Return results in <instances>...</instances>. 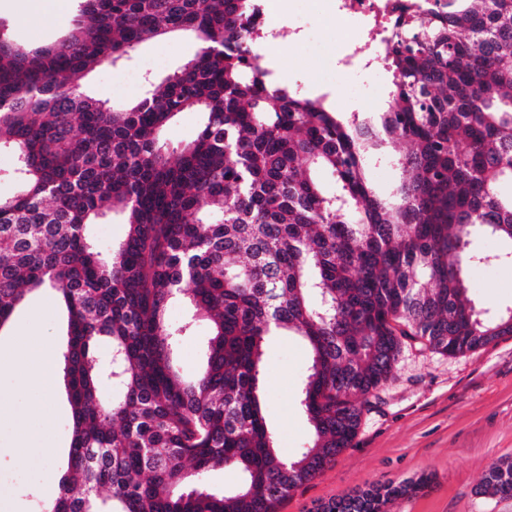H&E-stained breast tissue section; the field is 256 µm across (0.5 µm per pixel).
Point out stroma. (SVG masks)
I'll use <instances>...</instances> for the list:
<instances>
[{"label":"stroma","instance_id":"obj_1","mask_svg":"<svg viewBox=\"0 0 512 512\" xmlns=\"http://www.w3.org/2000/svg\"><path fill=\"white\" fill-rule=\"evenodd\" d=\"M33 0H0V20L12 39L38 47L65 37L73 28L80 0H51V13L32 10ZM276 15L286 36L265 56L277 79L302 96L323 98L335 112H380L388 104L392 75L374 71L370 98H362L363 73L358 64L336 71V48L349 43V28L337 25L327 0H278ZM197 43L184 37H159L144 43L130 58L97 68L85 80L94 97L121 107L146 96L149 83H161L192 58ZM139 82L123 85L128 73ZM478 309L496 314L512 306V265L478 266L468 272ZM185 300L168 310L171 322L193 321L184 336L179 362L195 376L210 338L207 322L193 320ZM65 346L66 316L55 291L27 297L8 329L0 331V359L15 351L30 325ZM310 359L299 337L274 332L265 343L260 376L263 413L274 430L282 457L291 459L310 436V423L298 404V390L309 373ZM0 385L15 386L12 417L0 420V446L26 434L23 455H0V493L12 512H43L45 488L42 447H52L57 473L67 468L71 409L65 390H58L49 413L29 419L28 406L42 396L40 388L20 386L14 375L0 374ZM512 459V335L502 336L473 353L451 357L417 347L405 348L395 378L377 390L365 409L352 445L317 478L296 489L279 512H315L331 498L389 480L426 475L429 488L414 497L390 502L387 512H512V498H490L476 488L488 466Z\"/></svg>","mask_w":512,"mask_h":512}]
</instances>
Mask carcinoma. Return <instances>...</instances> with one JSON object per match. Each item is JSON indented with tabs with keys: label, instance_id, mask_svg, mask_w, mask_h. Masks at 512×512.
Masks as SVG:
<instances>
[{
	"label": "carcinoma",
	"instance_id": "carcinoma-1",
	"mask_svg": "<svg viewBox=\"0 0 512 512\" xmlns=\"http://www.w3.org/2000/svg\"><path fill=\"white\" fill-rule=\"evenodd\" d=\"M250 7L80 0L75 28L30 50L0 21V148L20 186L0 199V329L33 290H56L67 311L69 474L45 489L48 512H278L351 447L406 342L459 356L512 335V307L483 315L467 279L512 264L500 191L512 182V0L402 13L375 118L278 83L255 55ZM162 34L199 48L161 86L119 110L86 93L87 73ZM187 109L202 127L176 144L163 132ZM391 141L406 145L405 178L382 197L367 161ZM108 212L127 232L104 253L86 228ZM480 236L501 249H474ZM178 297L211 324L193 379L176 362L189 325L168 319ZM273 331L302 337L311 360L298 400L312 433L292 460L259 398ZM228 466L238 485L204 483ZM425 486L390 480L317 512H386ZM477 493L511 498L512 460L491 464Z\"/></svg>",
	"mask_w": 512,
	"mask_h": 512
}]
</instances>
